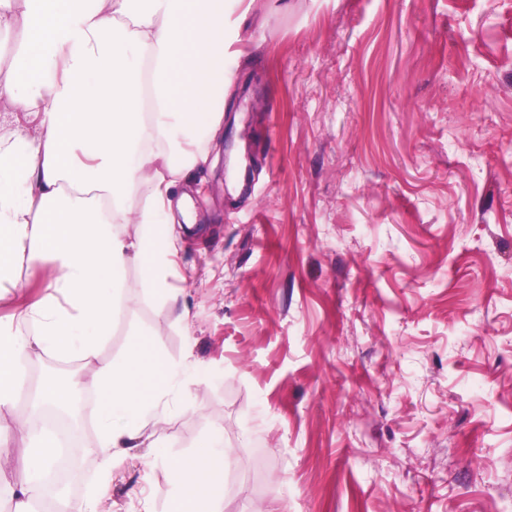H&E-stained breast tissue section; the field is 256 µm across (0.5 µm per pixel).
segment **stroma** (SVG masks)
Here are the masks:
<instances>
[{"label": "stroma", "mask_w": 512, "mask_h": 512, "mask_svg": "<svg viewBox=\"0 0 512 512\" xmlns=\"http://www.w3.org/2000/svg\"><path fill=\"white\" fill-rule=\"evenodd\" d=\"M162 306L100 349L191 361L167 457L220 434L224 512H512V0H253ZM24 384L91 369L40 352ZM97 483L98 401L75 397ZM136 449L112 512H170Z\"/></svg>", "instance_id": "1"}]
</instances>
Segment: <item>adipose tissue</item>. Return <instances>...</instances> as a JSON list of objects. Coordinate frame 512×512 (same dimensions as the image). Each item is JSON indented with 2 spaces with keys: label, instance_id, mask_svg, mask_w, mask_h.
Instances as JSON below:
<instances>
[{
  "label": "adipose tissue",
  "instance_id": "ef3b65f1",
  "mask_svg": "<svg viewBox=\"0 0 512 512\" xmlns=\"http://www.w3.org/2000/svg\"><path fill=\"white\" fill-rule=\"evenodd\" d=\"M227 0H0V36L25 43L0 68V288H25L22 265L50 269L52 291L0 317V413L23 393L19 357L40 351L92 363L99 407L100 477L85 501L59 512H105L117 457L150 441L178 492L173 512H224L220 437L166 459V398L189 389L190 369L160 367L149 343L120 361L98 359L127 305L125 270L139 266L163 305L178 252L180 180L209 161L224 126ZM26 116L32 131L19 125ZM145 200L137 214L129 191ZM135 220L140 232L115 227ZM52 436L0 425V465L24 462L12 512H36L57 457Z\"/></svg>",
  "mask_w": 512,
  "mask_h": 512
}]
</instances>
